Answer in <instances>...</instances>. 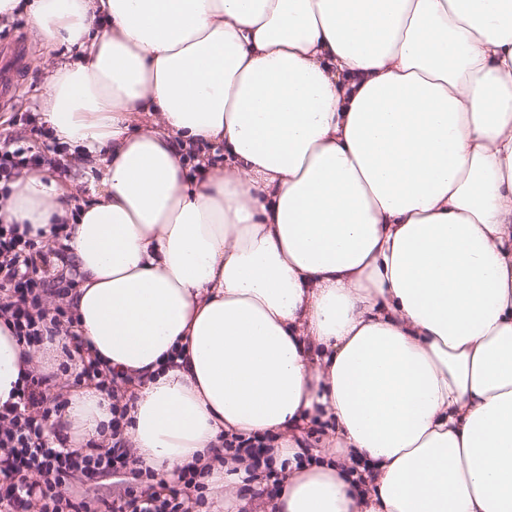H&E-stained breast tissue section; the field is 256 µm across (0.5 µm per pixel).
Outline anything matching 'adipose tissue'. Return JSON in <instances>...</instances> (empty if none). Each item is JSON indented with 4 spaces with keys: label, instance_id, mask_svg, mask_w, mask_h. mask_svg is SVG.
<instances>
[{
    "label": "adipose tissue",
    "instance_id": "adipose-tissue-1",
    "mask_svg": "<svg viewBox=\"0 0 512 512\" xmlns=\"http://www.w3.org/2000/svg\"><path fill=\"white\" fill-rule=\"evenodd\" d=\"M59 62L41 109L100 176L67 225L77 327L126 438L228 512H512V0H0ZM223 145L224 160L208 149ZM34 366L0 320V405ZM73 447L111 400L68 397ZM335 422L308 453L302 424ZM271 438L258 501L223 437Z\"/></svg>",
    "mask_w": 512,
    "mask_h": 512
}]
</instances>
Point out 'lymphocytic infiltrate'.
Listing matches in <instances>:
<instances>
[{
	"label": "lymphocytic infiltrate",
	"mask_w": 512,
	"mask_h": 512,
	"mask_svg": "<svg viewBox=\"0 0 512 512\" xmlns=\"http://www.w3.org/2000/svg\"><path fill=\"white\" fill-rule=\"evenodd\" d=\"M46 158L32 147L0 141V182L7 184L24 171L42 166ZM35 239L15 224H0V317L10 321L25 346L41 347L61 340L63 354L78 353L80 379L93 384L112 400L109 443L90 440L72 448L68 437L53 432L49 423L56 376L29 374L15 402L0 405V512H190L193 496L203 495L200 473L181 472L168 497L154 488L95 503L78 497L77 481L103 477L155 480L154 471L137 465L123 437L124 400L134 382L124 373L93 357L75 328L63 301L75 288V278L57 275L52 264H38ZM59 302L48 305L47 294Z\"/></svg>",
	"instance_id": "obj_1"
}]
</instances>
